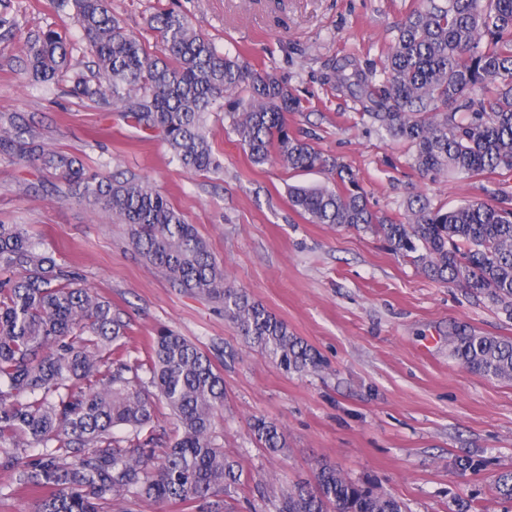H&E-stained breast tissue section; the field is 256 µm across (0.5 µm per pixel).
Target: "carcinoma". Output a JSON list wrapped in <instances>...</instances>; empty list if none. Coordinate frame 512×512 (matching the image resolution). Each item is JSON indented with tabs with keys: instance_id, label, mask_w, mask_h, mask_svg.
Segmentation results:
<instances>
[{
	"instance_id": "carcinoma-1",
	"label": "carcinoma",
	"mask_w": 512,
	"mask_h": 512,
	"mask_svg": "<svg viewBox=\"0 0 512 512\" xmlns=\"http://www.w3.org/2000/svg\"><path fill=\"white\" fill-rule=\"evenodd\" d=\"M72 17L95 70L70 76L72 95L112 102L142 130L157 131L172 159L196 172L221 169L206 116L227 109L231 131L256 165L297 173L331 166L336 179L294 185L290 205L313 224L371 231L393 254L409 257L430 278L484 294L512 319V191L488 200L436 207L421 196L397 218L380 216L353 171L328 162L289 125L300 99L276 74L217 49L183 14L156 13L162 47L151 52L125 30L109 0H51ZM73 40L47 28L29 33L31 77L50 84L68 73ZM336 86L358 98L365 116L413 149L423 174L463 179L512 176V0H420L397 26L378 72L346 62ZM0 151L35 160L60 176L64 194L130 227L147 262L186 292L224 304L245 340L281 370L321 371L320 353L288 325L235 288L195 227L147 179L107 177L75 157L45 148L18 113L0 116ZM128 323L112 305L78 285L41 236L22 224H0V447L36 448L16 458V483L49 490L36 512H102L113 502L185 503L193 512H237L249 482L215 443L224 409V377L210 355L169 329L157 332L145 357L125 347ZM450 356L489 380L512 381V338L466 331L448 334ZM178 422L166 447L153 426L157 402ZM126 436L117 438L114 430ZM252 439L269 453L288 449L279 423L256 417ZM268 512H404L374 483L352 480L327 463L314 483L277 489L257 482Z\"/></svg>"
}]
</instances>
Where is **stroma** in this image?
Returning a JSON list of instances; mask_svg holds the SVG:
<instances>
[{"label":"stroma","mask_w":512,"mask_h":512,"mask_svg":"<svg viewBox=\"0 0 512 512\" xmlns=\"http://www.w3.org/2000/svg\"><path fill=\"white\" fill-rule=\"evenodd\" d=\"M18 27L0 40V113L17 112L49 148L86 166L149 179L193 224L224 268V285L245 291L326 361L319 372L280 370L246 343L221 304L191 295L134 250L128 225L99 209L46 194L37 163L0 154V224L40 231L82 286L110 301L147 348L169 328L209 353L224 377L216 442L244 474L288 486L313 479L327 462L354 480L370 479L408 512H512L494 490L512 471V383L483 378L448 355L456 327L512 337V319L487 297L432 280L394 255L375 234L312 224L288 202L295 184H322L323 170L294 173L254 165L212 113L210 141L223 169L194 172L171 162L161 138L112 107L38 87L22 47L28 32L75 34L49 0H7ZM419 0H112V13L150 51L161 40L154 13L187 14L217 48L277 73L299 96L289 125L325 156L349 166L373 210L390 217L409 196L453 206L485 197L497 181L422 175L406 147L363 117L353 98L325 84L338 60L380 65L396 25ZM277 420L288 452L273 456L249 434L252 417ZM460 457L478 461L460 473ZM0 447V512H35L38 493L17 487Z\"/></svg>","instance_id":"obj_1"}]
</instances>
